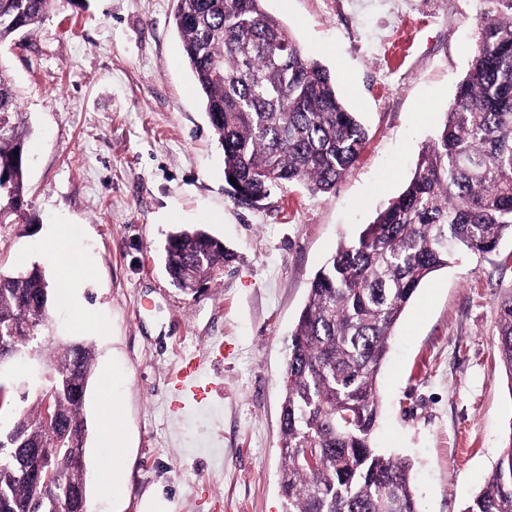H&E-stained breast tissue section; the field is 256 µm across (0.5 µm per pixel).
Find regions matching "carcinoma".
Wrapping results in <instances>:
<instances>
[{
	"instance_id": "1",
	"label": "carcinoma",
	"mask_w": 512,
	"mask_h": 512,
	"mask_svg": "<svg viewBox=\"0 0 512 512\" xmlns=\"http://www.w3.org/2000/svg\"><path fill=\"white\" fill-rule=\"evenodd\" d=\"M59 0H0V54L41 24ZM496 4L472 46L454 106L419 154L404 190L359 235L340 244L314 276L288 347L282 379L280 487L285 512H421L413 464L376 451L381 402L376 381L394 328L422 281L455 257L485 255L512 235V0ZM175 23L210 126L224 153L229 188L259 205L303 183L331 192L367 139L336 80L305 58L263 0H176ZM27 133L13 82L0 64V224H32L24 208ZM236 178L231 183L230 178ZM165 268L184 292L230 261L224 241L202 228L171 234ZM53 304L38 265L0 269V327L13 326V359L31 354L29 325L43 326ZM497 356L512 380V294L498 308ZM93 345H61L51 374L50 408L38 390L31 406L0 401V512H83L56 482L23 475L50 447L46 467L71 489L86 468L69 465L85 445L83 414L94 375ZM54 418L46 422L45 412ZM311 454L316 469L304 459ZM463 512H512L508 449Z\"/></svg>"
}]
</instances>
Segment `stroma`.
<instances>
[{
	"label": "stroma",
	"mask_w": 512,
	"mask_h": 512,
	"mask_svg": "<svg viewBox=\"0 0 512 512\" xmlns=\"http://www.w3.org/2000/svg\"><path fill=\"white\" fill-rule=\"evenodd\" d=\"M303 55L325 67L369 139L328 194L303 186L236 205L203 94L183 55L173 0H62L0 56L27 128L26 201L35 224H0V269H52L47 233L92 280L99 328L53 303L33 362L61 344L95 349L84 415L89 512H114L100 464L112 445L103 396H116L128 455L121 512L162 492L170 512H283L281 381L310 281L411 179L453 104L489 0H264ZM204 226L234 258L198 291L170 282L163 246ZM512 289V237L433 273L397 324L378 379L375 446L410 459L422 512H462L512 439V381L496 355ZM203 364L201 399L178 393L183 359Z\"/></svg>",
	"instance_id": "obj_1"
}]
</instances>
